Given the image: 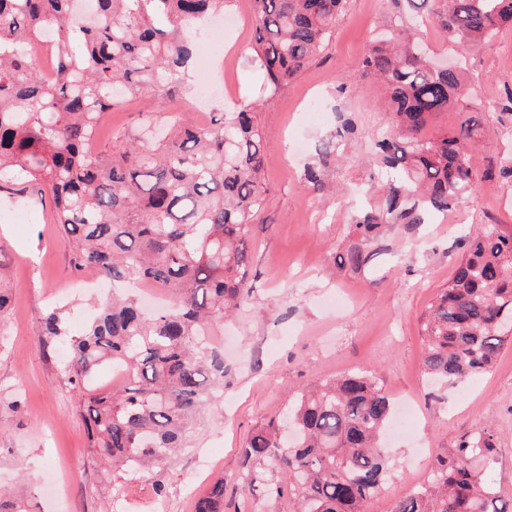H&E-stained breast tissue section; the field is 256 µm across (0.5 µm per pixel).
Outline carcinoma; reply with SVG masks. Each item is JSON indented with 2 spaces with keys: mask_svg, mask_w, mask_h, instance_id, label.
Here are the masks:
<instances>
[{
  "mask_svg": "<svg viewBox=\"0 0 512 512\" xmlns=\"http://www.w3.org/2000/svg\"><path fill=\"white\" fill-rule=\"evenodd\" d=\"M427 11L465 49L512 25V0H395ZM0 0V191L17 184L52 196L54 223L70 244L69 264L120 288L151 281L169 292L151 314L132 296L115 298L78 331L65 312L44 319L42 345L67 341L62 382L75 391L89 447L112 467L139 470L182 447L196 414L224 387V359L210 327L252 295L250 232L263 208L262 135L251 107L203 124L146 131L118 149L93 146L113 89L152 88L158 104L192 57L182 22L223 12L234 0ZM346 0H251L255 61L276 93L327 46ZM52 26L55 78L33 65L29 44ZM361 69L386 87L394 131L375 144L380 166L396 173L381 205L357 220L361 241L383 224H424L477 192L469 132L422 136L431 116L453 106L461 69L430 67L422 45L396 26L369 44ZM464 255L422 322L424 373L462 382L489 371L512 330V227L485 224L461 237ZM126 371L115 392L90 388L98 368ZM389 396L366 373H349L299 392L282 424L254 430L243 448L249 482L271 466L299 512H362L388 476L379 437ZM493 435L478 432L433 478L398 500L393 512H512L468 460L489 456ZM282 486V487H284ZM279 485L271 492H282ZM0 512H28L0 491ZM195 512H224V481L200 496Z\"/></svg>",
  "mask_w": 512,
  "mask_h": 512,
  "instance_id": "obj_1",
  "label": "carcinoma"
}]
</instances>
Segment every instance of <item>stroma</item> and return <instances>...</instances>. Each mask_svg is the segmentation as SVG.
Instances as JSON below:
<instances>
[{
    "instance_id": "obj_1",
    "label": "stroma",
    "mask_w": 512,
    "mask_h": 512,
    "mask_svg": "<svg viewBox=\"0 0 512 512\" xmlns=\"http://www.w3.org/2000/svg\"><path fill=\"white\" fill-rule=\"evenodd\" d=\"M200 24L215 53L213 70L227 68L234 98L216 97L194 111L197 74L172 89L163 105L151 91L119 101L105 113L98 143L124 142L139 130L184 119L203 123L209 113L248 104L263 142L267 201L252 226L255 291L233 318L213 329L224 352V394L204 408L187 432L186 446L142 472L105 475L88 449L87 430L59 367L64 345L42 348L40 324L56 305H68L72 326H82L92 303L111 301L109 288L80 293L82 277L69 265V245L52 222L50 196L0 192V275L12 308L0 324V484L26 496L29 512H194L196 499L223 480L224 512H294L291 495L241 485V450L256 428L275 422L302 387L347 373L369 372L391 398L410 396L417 413L403 437H386L389 476L364 512H392L419 473L465 438L493 434L496 447L477 468L512 499V342L491 371L457 384L435 383L421 371V320L447 287L463 256L460 238L486 224L512 226V180L497 176L512 154V116L494 110L512 91V26L491 41L463 51L434 22L400 12L392 0H347L326 48L275 96L252 60L255 16L249 0ZM414 29L433 59L459 60L465 94L432 116V138L472 121L470 144L483 178L474 197L424 224L383 225L357 268L338 266L358 238L354 224L377 204L383 177L369 149L391 129L385 88L363 76L359 62L379 31ZM355 132L323 168L326 192L304 183L337 126Z\"/></svg>"
}]
</instances>
